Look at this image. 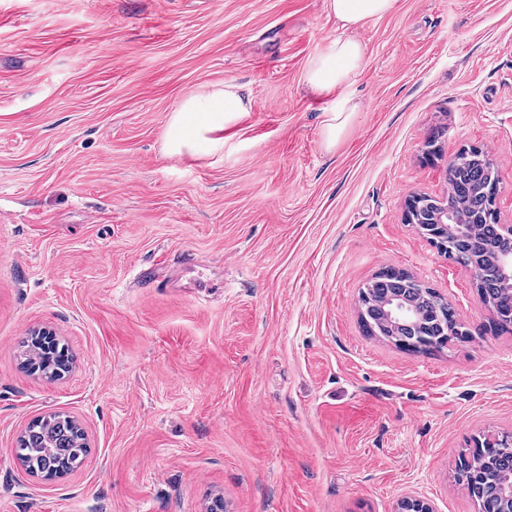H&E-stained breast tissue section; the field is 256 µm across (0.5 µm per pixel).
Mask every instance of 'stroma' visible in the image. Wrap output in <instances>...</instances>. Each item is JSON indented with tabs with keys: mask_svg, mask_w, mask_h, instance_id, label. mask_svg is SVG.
I'll return each instance as SVG.
<instances>
[{
	"mask_svg": "<svg viewBox=\"0 0 512 512\" xmlns=\"http://www.w3.org/2000/svg\"><path fill=\"white\" fill-rule=\"evenodd\" d=\"M339 33L325 0H0V512H477L456 462L512 430V333L404 210L474 147L512 224V0L369 21L329 150L303 77ZM227 83L253 101L230 148L167 155L181 99ZM387 267L472 338L367 335ZM42 327L71 357L55 381L23 366ZM55 412L90 452L46 480L16 448Z\"/></svg>",
	"mask_w": 512,
	"mask_h": 512,
	"instance_id": "stroma-1",
	"label": "stroma"
}]
</instances>
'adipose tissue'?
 <instances>
[{
	"instance_id": "adipose-tissue-1",
	"label": "adipose tissue",
	"mask_w": 512,
	"mask_h": 512,
	"mask_svg": "<svg viewBox=\"0 0 512 512\" xmlns=\"http://www.w3.org/2000/svg\"><path fill=\"white\" fill-rule=\"evenodd\" d=\"M397 0H325L327 10L339 23L341 35L328 38L310 60L304 77L306 90L330 95L334 101L325 111L322 140L333 149L359 105L344 90L367 64V48L356 33L367 22L394 11ZM252 108L248 94L239 86L206 85L187 94L168 123L167 148L171 154L202 157L227 144L225 131L232 129Z\"/></svg>"
}]
</instances>
